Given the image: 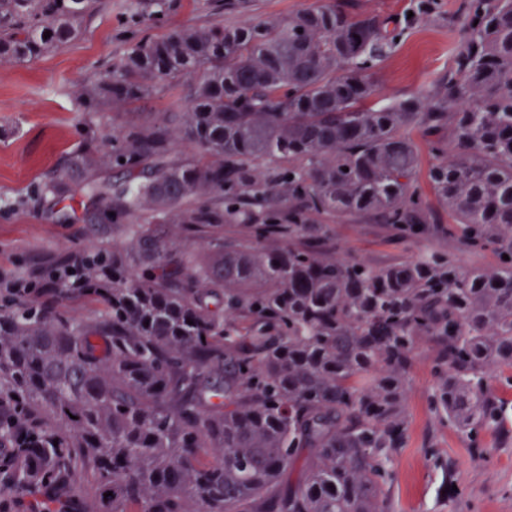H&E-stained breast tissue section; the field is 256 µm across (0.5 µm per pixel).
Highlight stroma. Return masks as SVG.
<instances>
[{"mask_svg":"<svg viewBox=\"0 0 512 512\" xmlns=\"http://www.w3.org/2000/svg\"><path fill=\"white\" fill-rule=\"evenodd\" d=\"M316 0H250L231 14L224 0H174L165 25L132 17L130 0H102L86 19L80 39L27 63H0V277L20 278L33 267L51 274L54 258L75 249L122 248L123 228L94 219L81 197L19 206L90 130L119 129L145 116L162 117L173 101L161 89L124 112H83L77 91L96 80L138 38L157 39L175 27L239 24L285 16ZM465 0H436L435 9L409 26L372 71L376 103L384 105L433 90L451 68L460 44ZM436 221L425 235L398 241L392 225L363 217L330 224L328 248L374 266L391 264L425 248L453 254L466 269L488 267L495 255L464 249L448 232V211L430 199ZM435 344L415 352L406 399L405 443L394 455L386 489L389 512H512V419L482 434L480 447L448 427L431 407Z\"/></svg>","mask_w":512,"mask_h":512,"instance_id":"stroma-1","label":"stroma"}]
</instances>
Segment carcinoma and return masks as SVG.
Here are the masks:
<instances>
[{
    "instance_id": "obj_1",
    "label": "carcinoma",
    "mask_w": 512,
    "mask_h": 512,
    "mask_svg": "<svg viewBox=\"0 0 512 512\" xmlns=\"http://www.w3.org/2000/svg\"><path fill=\"white\" fill-rule=\"evenodd\" d=\"M100 6L0 0V59L67 45ZM168 9L133 3L157 23ZM466 9L437 92L379 108L366 71L392 50L395 20L336 0L134 40L82 94L84 111H114L187 83L190 103L87 133L34 192L58 201L79 187L127 243L57 261L85 276L52 282L55 297L99 302L98 318L32 298L0 307V512H387L423 339L440 346L432 402L448 426L477 448L501 424L491 381L512 369V0ZM413 129L433 157L425 187ZM177 140L192 154L171 159ZM112 167L126 179L104 176ZM428 188L448 231L493 250V265L462 270L432 248L387 267L324 251L330 220L423 234ZM147 224L180 226L219 261Z\"/></svg>"
}]
</instances>
